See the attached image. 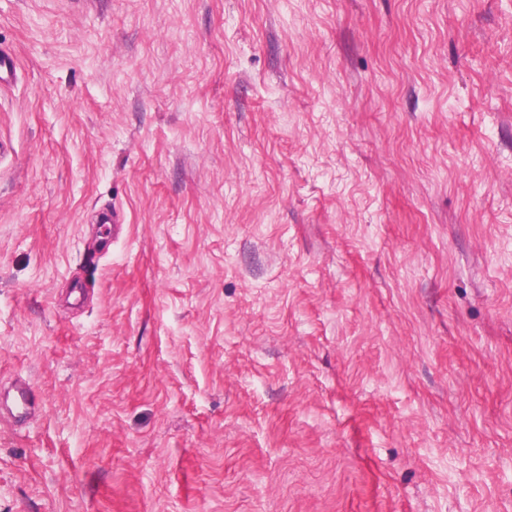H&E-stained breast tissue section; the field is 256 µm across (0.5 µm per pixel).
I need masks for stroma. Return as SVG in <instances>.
I'll return each instance as SVG.
<instances>
[{
  "label": "stroma",
  "instance_id": "1",
  "mask_svg": "<svg viewBox=\"0 0 512 512\" xmlns=\"http://www.w3.org/2000/svg\"><path fill=\"white\" fill-rule=\"evenodd\" d=\"M0 50V512H512V0H0ZM38 413L39 406L28 381L18 378L8 387L1 388V422L5 419L14 425H26L34 421Z\"/></svg>",
  "mask_w": 512,
  "mask_h": 512
}]
</instances>
